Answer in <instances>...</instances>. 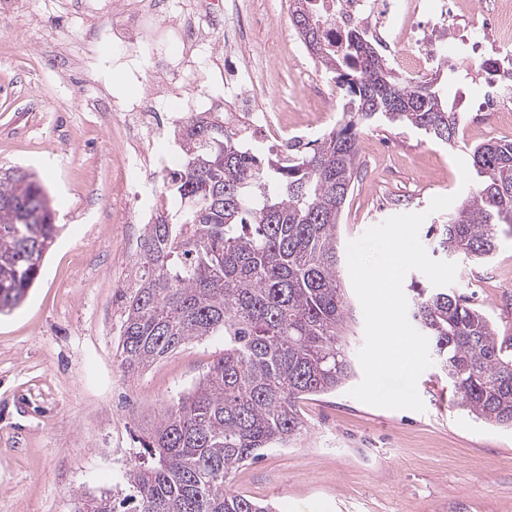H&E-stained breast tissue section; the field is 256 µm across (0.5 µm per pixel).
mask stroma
I'll list each match as a JSON object with an SVG mask.
<instances>
[{"label":"stroma","instance_id":"35a3bbf8","mask_svg":"<svg viewBox=\"0 0 512 512\" xmlns=\"http://www.w3.org/2000/svg\"><path fill=\"white\" fill-rule=\"evenodd\" d=\"M115 0H0V166H23L44 181L62 230L27 298L0 314V512H74L79 495L121 493L141 438L161 410L189 391L224 348L223 334L195 340L147 369L125 372L118 343L123 286L135 272L144 229L120 221L119 120L135 92L159 98L173 144L188 98L224 100V77L209 69L224 43L226 0H214L205 45L181 82L159 72L147 40L112 34ZM252 46L294 34L279 0H244ZM438 85L471 125L455 144L433 143L407 126L360 133L358 182L343 214L341 243L385 219L427 212L437 196L475 188L472 150L512 139V112L480 117L479 72L441 71ZM267 97L281 120L325 113L320 138L340 121L299 77L288 53L268 59ZM455 292L470 298L512 342V227L502 226L481 263L453 256ZM425 409L367 405L347 389L303 401L306 433L268 448L229 476L226 488L276 512H512V428L476 422L438 367L419 377Z\"/></svg>","mask_w":512,"mask_h":512}]
</instances>
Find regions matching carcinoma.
<instances>
[{
  "label": "carcinoma",
  "mask_w": 512,
  "mask_h": 512,
  "mask_svg": "<svg viewBox=\"0 0 512 512\" xmlns=\"http://www.w3.org/2000/svg\"><path fill=\"white\" fill-rule=\"evenodd\" d=\"M294 0L292 26L326 73L346 86L341 124L284 161L244 144L220 113L175 134L182 165L164 177L179 207L144 225L118 349L138 371L186 343L224 333V351L148 432L147 458L126 472L128 493L82 496L76 512H273L226 490L227 477L307 430L299 404L354 376L352 308L338 276L343 210L357 180L359 133L372 121L431 140L458 138L462 113L426 79L394 73L353 36L327 48L314 13ZM475 193L432 228L435 249L484 260L512 224V140L472 154ZM59 225L38 177L0 168V313L37 280ZM408 313L431 358L475 419L512 427V356L490 318L446 288L411 284Z\"/></svg>",
  "instance_id": "cac0c4a2"
}]
</instances>
